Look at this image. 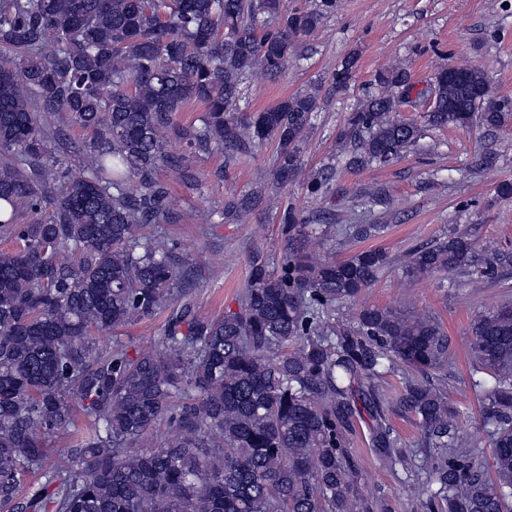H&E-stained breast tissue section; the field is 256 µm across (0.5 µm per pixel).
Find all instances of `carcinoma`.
<instances>
[{"label":"carcinoma","instance_id":"cac0c4a2","mask_svg":"<svg viewBox=\"0 0 512 512\" xmlns=\"http://www.w3.org/2000/svg\"><path fill=\"white\" fill-rule=\"evenodd\" d=\"M336 0L290 9L285 0H0V512H363L365 478L346 448L354 422L389 467L432 487L430 512H512V300L474 315L473 371L493 475L448 401L440 374L448 340L422 313L359 310L336 329V311L392 262L382 249L337 260L326 235L291 237L278 266L263 253L237 310L203 317L196 285L162 232L173 223L172 173L188 189L198 175L168 151L245 149L274 142L277 178L301 176L298 146L318 95L297 92L239 114L243 85L282 74L303 38ZM358 53L335 70L353 80ZM463 81L435 74L425 119L437 128L497 132L512 99L487 74L457 65ZM408 72H378L349 113L340 140L349 165L386 164L414 146L421 126L398 117ZM200 113L175 123L190 105ZM62 126L93 134L81 172L62 154ZM244 195L224 211L247 219L261 203ZM379 224H351L368 239ZM410 277L460 273L494 283L512 250L450 231L410 250ZM164 316L160 341L134 348L120 331ZM110 335L102 348L97 336ZM402 366L396 401L384 389ZM413 414L407 443L390 417ZM167 422L172 435L156 443ZM73 436L67 448H55Z\"/></svg>","mask_w":512,"mask_h":512}]
</instances>
